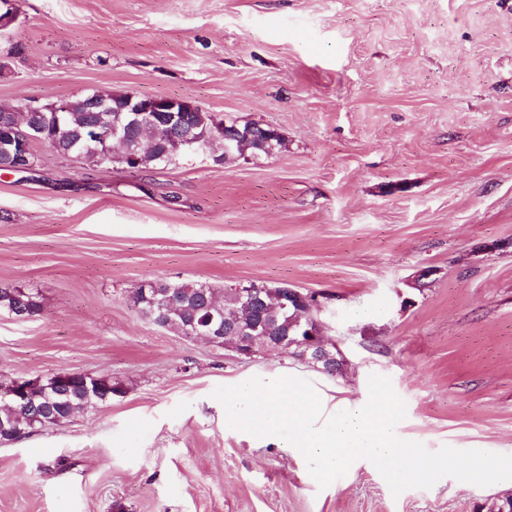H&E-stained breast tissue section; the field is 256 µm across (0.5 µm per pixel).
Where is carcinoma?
<instances>
[{
	"instance_id": "carcinoma-1",
	"label": "carcinoma",
	"mask_w": 512,
	"mask_h": 512,
	"mask_svg": "<svg viewBox=\"0 0 512 512\" xmlns=\"http://www.w3.org/2000/svg\"><path fill=\"white\" fill-rule=\"evenodd\" d=\"M66 112H28L22 118V128L39 131L52 138L46 142L52 150L62 156L83 158L93 162L91 156L83 153L82 146L87 130L93 125H110L115 112H92L86 96H76L67 100ZM252 137L236 140V149L228 159H234L247 152L268 154L279 151L283 137L271 127L254 121ZM240 124L236 120L227 122L220 128L213 122L208 112H188L181 122L170 126L153 149H139L137 166L141 170L151 169L162 163L172 164L185 155L186 142L190 138L199 139L213 148L224 142V138L236 134V128L250 125ZM170 292L176 301V308L165 318L166 327L179 333L191 329L193 325L207 319L210 315L222 323V335L235 336L243 322L242 304L232 288L224 290L212 288L201 282L171 283L165 280H151L138 288L132 298L134 306L143 318L155 322L158 316L157 305L165 292ZM267 288L260 291V298L252 304L250 320L268 322L276 336H286L294 342L291 355L300 357L305 350L304 341L309 331L314 329L316 318L298 319V307L290 306L275 315L268 313ZM6 310L19 319L36 315L41 304L35 294L22 289H0V310ZM116 388L112 382L76 373L69 388L62 395L32 388L19 403L0 401V428L6 426L25 435L36 430L55 426L56 416L82 414L100 405L112 401Z\"/></svg>"
}]
</instances>
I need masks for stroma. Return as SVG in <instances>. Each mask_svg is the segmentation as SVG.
<instances>
[{"label":"stroma","mask_w":512,"mask_h":512,"mask_svg":"<svg viewBox=\"0 0 512 512\" xmlns=\"http://www.w3.org/2000/svg\"><path fill=\"white\" fill-rule=\"evenodd\" d=\"M0 103L93 91L259 121L283 147L132 171L38 146L0 170V383L110 379V404L0 443V512H476L451 477L393 495L361 465L319 488L287 449L224 426L213 390L298 370L327 394L388 377L400 430L512 455V0H14ZM163 279L317 295L341 373L144 320ZM7 310L16 318L23 319L36 315L41 304L35 294L22 289H0V310Z\"/></svg>","instance_id":"obj_1"}]
</instances>
